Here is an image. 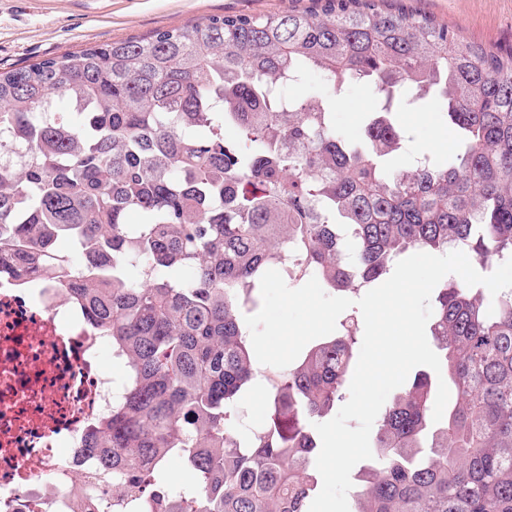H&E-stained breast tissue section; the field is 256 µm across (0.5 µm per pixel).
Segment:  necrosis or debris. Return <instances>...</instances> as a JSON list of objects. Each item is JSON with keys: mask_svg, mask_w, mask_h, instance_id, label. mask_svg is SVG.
<instances>
[{"mask_svg": "<svg viewBox=\"0 0 512 512\" xmlns=\"http://www.w3.org/2000/svg\"><path fill=\"white\" fill-rule=\"evenodd\" d=\"M113 358L72 298L0 278V512H74L111 490L86 440L121 390Z\"/></svg>", "mask_w": 512, "mask_h": 512, "instance_id": "4bbe7bcc", "label": "necrosis or debris"}]
</instances>
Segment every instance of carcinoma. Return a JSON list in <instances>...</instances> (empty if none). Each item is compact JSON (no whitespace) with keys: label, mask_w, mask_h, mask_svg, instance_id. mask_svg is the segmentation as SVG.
<instances>
[{"label":"carcinoma","mask_w":512,"mask_h":512,"mask_svg":"<svg viewBox=\"0 0 512 512\" xmlns=\"http://www.w3.org/2000/svg\"><path fill=\"white\" fill-rule=\"evenodd\" d=\"M311 3L0 73V275L61 289L112 336L128 376L86 447L128 484L125 512H147L175 457L196 512H309L313 428L346 398L355 325L281 371L262 430H237L260 384L244 317L288 254L333 290L410 250H466L483 275L512 258V47L406 0ZM311 72L366 85V146L339 137L327 100L284 94ZM406 93L437 98L461 132L452 161L381 163L410 140L390 119ZM58 95L71 111H47ZM484 295H436L453 404L433 421L426 372L394 396L354 512H512V288Z\"/></svg>","instance_id":"carcinoma-1"}]
</instances>
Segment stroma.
<instances>
[{"label":"stroma","instance_id":"35a3bbf8","mask_svg":"<svg viewBox=\"0 0 512 512\" xmlns=\"http://www.w3.org/2000/svg\"><path fill=\"white\" fill-rule=\"evenodd\" d=\"M421 10L485 45L512 46V0H414ZM309 0H0V71L26 66L90 46L143 37L224 14H269L298 10ZM292 94L318 92L336 110L339 134L362 145L372 119L373 99L360 82L332 90L323 76L308 74ZM414 140L394 166H409L421 153L444 163L459 144L438 101L425 98L395 113Z\"/></svg>","mask_w":512,"mask_h":512}]
</instances>
